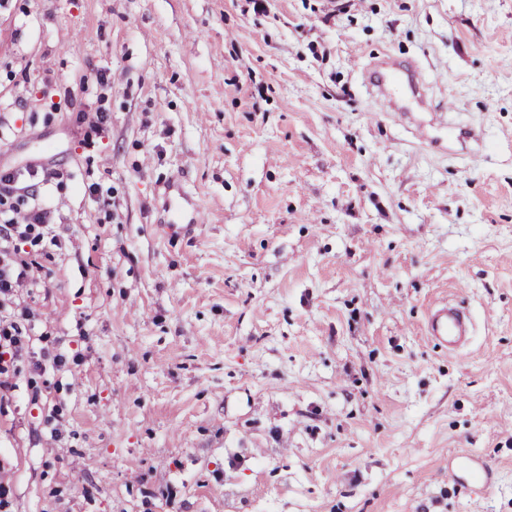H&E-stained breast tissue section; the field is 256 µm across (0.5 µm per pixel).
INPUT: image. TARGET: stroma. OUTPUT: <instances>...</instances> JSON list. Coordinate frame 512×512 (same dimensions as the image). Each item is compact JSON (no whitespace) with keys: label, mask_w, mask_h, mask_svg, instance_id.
<instances>
[{"label":"stroma","mask_w":512,"mask_h":512,"mask_svg":"<svg viewBox=\"0 0 512 512\" xmlns=\"http://www.w3.org/2000/svg\"><path fill=\"white\" fill-rule=\"evenodd\" d=\"M387 53L479 165L378 111ZM32 164L5 512H512V0H0ZM469 315L460 307L444 304L433 309L425 323L426 333L448 346V351L462 347L471 334Z\"/></svg>","instance_id":"stroma-1"}]
</instances>
